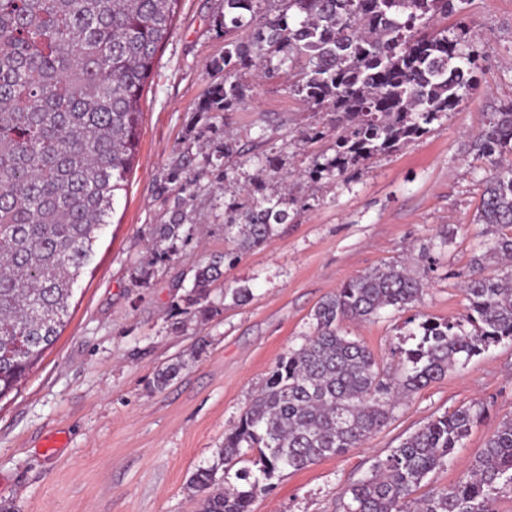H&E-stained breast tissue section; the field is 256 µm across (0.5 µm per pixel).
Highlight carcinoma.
Masks as SVG:
<instances>
[{
  "label": "carcinoma",
  "mask_w": 512,
  "mask_h": 512,
  "mask_svg": "<svg viewBox=\"0 0 512 512\" xmlns=\"http://www.w3.org/2000/svg\"><path fill=\"white\" fill-rule=\"evenodd\" d=\"M224 0V31L247 40L224 45V79L202 107L229 112L243 99L241 72L273 76L297 66L295 92L334 112L335 155L308 170L317 180L397 150L428 131L474 89V27L433 31L441 16L465 13L468 0ZM179 0H0V398L12 392L60 336L73 286L120 193L126 190L142 116L141 97L155 57L172 34ZM491 167L476 222L492 235L462 280L460 320L420 323L415 347L392 373L341 330L386 308L404 313L423 279L390 264L358 276L321 301L305 343L279 357L216 460L190 489L199 512H251L255 498L288 469L303 470L358 448L390 419L398 401L444 377L488 346L512 341V102L490 114L471 145ZM198 175L175 161L167 183L185 193ZM288 194L264 196L224 225L240 250L263 245L288 219ZM186 199L149 227L150 260L165 263L187 242ZM226 253L195 267L181 296L200 322ZM504 269L485 274L491 264ZM156 373L162 389L183 369ZM485 415L481 403L434 417L403 439L371 474L341 495L343 512H497L499 485L512 484V416L449 487L416 492L448 463ZM258 453L256 470L241 467Z\"/></svg>",
  "instance_id": "1"
}]
</instances>
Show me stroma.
Masks as SVG:
<instances>
[{
  "label": "stroma",
  "instance_id": "stroma-1",
  "mask_svg": "<svg viewBox=\"0 0 512 512\" xmlns=\"http://www.w3.org/2000/svg\"><path fill=\"white\" fill-rule=\"evenodd\" d=\"M222 11V0H180L142 91L126 194L74 287L59 338L18 390L0 398V505L10 512H196L191 476L212 463L278 357L311 335L321 300L376 267L403 261L425 279L412 311L342 326L386 369L417 343L420 321L466 313L461 275L490 243L475 221L489 166L469 145L488 114L512 102V0L467 5L479 33L477 89L422 137L316 182L305 172L331 154L330 138L314 135L330 114L293 92L297 68L249 83L234 111H201L224 77ZM218 152L220 180L204 168L205 155ZM266 155L277 157L278 171L262 193L288 191V220L225 267L209 296L219 315L190 320L180 284L232 249L224 224L256 200ZM183 156L199 175L185 206L195 234L143 285L144 239L169 218L174 195L162 187ZM237 288L247 289L246 301L233 300ZM179 360V376L155 389L157 370ZM475 402L487 407L486 418L453 462L430 474L429 487L454 483L512 415V342L403 399L360 447L282 472L252 510L339 512L342 491L402 439Z\"/></svg>",
  "mask_w": 512,
  "mask_h": 512
}]
</instances>
